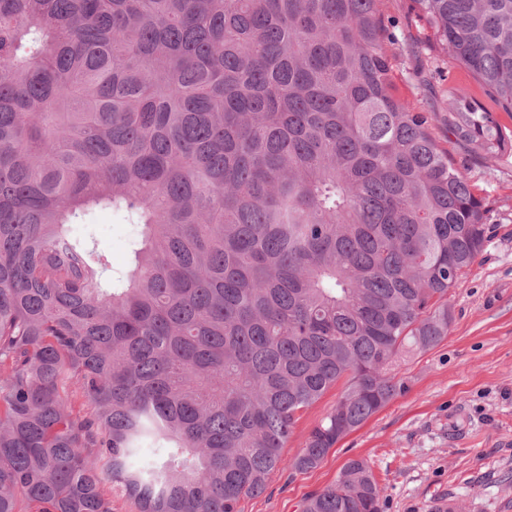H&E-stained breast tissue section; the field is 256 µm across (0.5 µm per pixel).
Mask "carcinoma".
Segmentation results:
<instances>
[{
  "mask_svg": "<svg viewBox=\"0 0 512 512\" xmlns=\"http://www.w3.org/2000/svg\"><path fill=\"white\" fill-rule=\"evenodd\" d=\"M512 152V0H412ZM377 0H0V512H239L448 336L488 203L391 92ZM98 212L140 228L116 275ZM162 454L149 468L132 459ZM353 459L302 512H381ZM345 379H342L336 387L327 391L317 402L309 407L296 423L288 443L282 450L285 462L292 461L306 444L311 430L316 427L331 411L342 390Z\"/></svg>",
  "mask_w": 512,
  "mask_h": 512,
  "instance_id": "obj_1",
  "label": "carcinoma"
}]
</instances>
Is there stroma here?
<instances>
[{
    "instance_id": "stroma-1",
    "label": "stroma",
    "mask_w": 512,
    "mask_h": 512,
    "mask_svg": "<svg viewBox=\"0 0 512 512\" xmlns=\"http://www.w3.org/2000/svg\"><path fill=\"white\" fill-rule=\"evenodd\" d=\"M378 8L393 34L384 43L393 93L426 117L440 148L466 167L487 198L489 238L448 295L447 338L400 366L407 391L342 438L317 468H289L341 389L327 391L296 423L282 450L284 468L270 475L262 493L241 500V512H300L351 459L370 463L383 489L382 512H444L450 501L456 512H512V155L477 157L455 139L448 130L449 83L479 99L482 89L428 49V29L410 0H379ZM73 233L94 234L121 270L136 228L102 214L93 225H74Z\"/></svg>"
}]
</instances>
